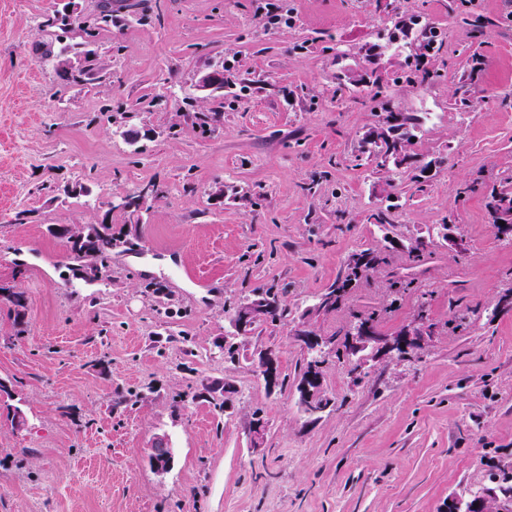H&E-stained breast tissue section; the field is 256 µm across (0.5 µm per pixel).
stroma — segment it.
Returning <instances> with one entry per match:
<instances>
[{
  "label": "stroma",
  "instance_id": "stroma-1",
  "mask_svg": "<svg viewBox=\"0 0 512 512\" xmlns=\"http://www.w3.org/2000/svg\"><path fill=\"white\" fill-rule=\"evenodd\" d=\"M101 2L79 0L60 35L41 22L61 0H0V284L26 298L18 311L0 297V512H447L487 486L491 464H512V245L486 209L512 179V0H479L477 38L462 0H391L441 30L424 61L437 78L421 85L403 82L405 55H359L385 41L374 0H151L145 22L112 0L94 38L106 77L77 84L55 58ZM266 6L289 24L266 27ZM230 57L224 94L196 95L197 71ZM375 76L394 112L421 121L391 203L386 172L356 159L380 128L361 84ZM217 107L204 131L196 113ZM149 186L164 195L145 210ZM387 206L389 223H370ZM101 223L120 244L88 283L53 229ZM426 234L422 261L389 250L339 308L317 311L350 254ZM409 281L431 293L422 347L328 358L333 404L310 420L294 322L340 337L379 309L376 333L393 337L415 320L413 294L393 289ZM258 288L284 291L288 316L237 335L232 309ZM264 349L285 379L273 390L255 366ZM159 437L174 458L164 473L149 462Z\"/></svg>",
  "mask_w": 512,
  "mask_h": 512
}]
</instances>
